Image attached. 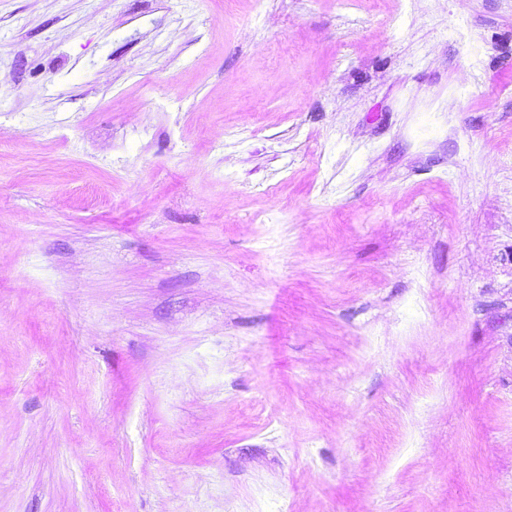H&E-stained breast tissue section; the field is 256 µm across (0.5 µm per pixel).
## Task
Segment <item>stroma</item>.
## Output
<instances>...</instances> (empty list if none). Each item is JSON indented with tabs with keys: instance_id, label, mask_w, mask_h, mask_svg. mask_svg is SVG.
<instances>
[{
	"instance_id": "1",
	"label": "stroma",
	"mask_w": 512,
	"mask_h": 512,
	"mask_svg": "<svg viewBox=\"0 0 512 512\" xmlns=\"http://www.w3.org/2000/svg\"><path fill=\"white\" fill-rule=\"evenodd\" d=\"M0 512H512V0H0Z\"/></svg>"
}]
</instances>
